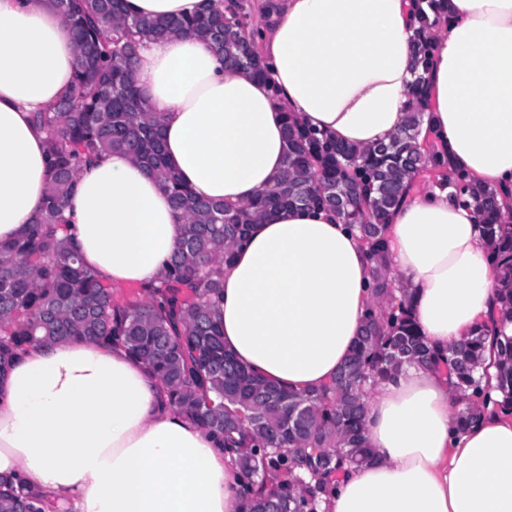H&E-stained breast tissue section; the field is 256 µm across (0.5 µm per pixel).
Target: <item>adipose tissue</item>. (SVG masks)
Listing matches in <instances>:
<instances>
[{"mask_svg": "<svg viewBox=\"0 0 512 512\" xmlns=\"http://www.w3.org/2000/svg\"><path fill=\"white\" fill-rule=\"evenodd\" d=\"M417 0H256L269 79L225 67L192 33L141 44L138 75L163 119L168 167L199 197L242 205L273 186L285 123L367 148L404 128L413 101ZM419 138L512 211V0H451L434 30ZM68 24L49 0H0V242L25 232L47 188L45 131L32 115L67 93ZM422 184L386 226L394 287L437 354L477 331L512 336L499 270L475 203ZM65 215L84 265L105 283L157 282L182 221L126 153L76 179ZM373 265L334 211L281 207L250 225L224 266V348L293 392L334 385L372 300ZM488 389L477 422L446 377L407 365L380 379L365 411L366 466L319 512H512V413ZM0 474L64 512H244L238 468L177 413L158 378L119 346L31 345L0 374Z\"/></svg>", "mask_w": 512, "mask_h": 512, "instance_id": "obj_1", "label": "adipose tissue"}]
</instances>
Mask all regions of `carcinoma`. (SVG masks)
I'll use <instances>...</instances> for the list:
<instances>
[{"label":"carcinoma","instance_id":"obj_1","mask_svg":"<svg viewBox=\"0 0 512 512\" xmlns=\"http://www.w3.org/2000/svg\"><path fill=\"white\" fill-rule=\"evenodd\" d=\"M77 48L75 87L34 121L48 133V191L33 224L0 243V368L35 342L85 339L124 346L157 375L174 410L197 422L237 455L249 512H317L343 465H363L365 400L378 378L406 364L432 361L404 300L392 288L381 234L391 211L412 186V174L446 177L458 198L477 201L482 234L500 267L498 302L512 314V219L498 192L474 183L443 150L417 143L425 112L411 109L404 130L388 143L361 149L286 122V161L273 188L239 208L196 196L164 162L161 116L146 106L137 72L141 39L180 32L201 35L227 66L268 78L252 49L246 23L226 21L211 0L189 18L127 13L124 0H51ZM447 0H429L414 28L415 79L410 96L425 92L429 39ZM121 151L147 168L183 219L182 238L151 298H117L84 266L63 234V211L79 171L103 153ZM328 208L355 226L372 247V301L352 353L325 390L295 393L245 370L224 350L215 301L224 263L246 239L248 225L273 209ZM484 334L450 351L448 374L461 395L478 387L475 372ZM498 388L512 410V337L499 342ZM46 502L18 479L0 478V512H45Z\"/></svg>","mask_w":512,"mask_h":512}]
</instances>
